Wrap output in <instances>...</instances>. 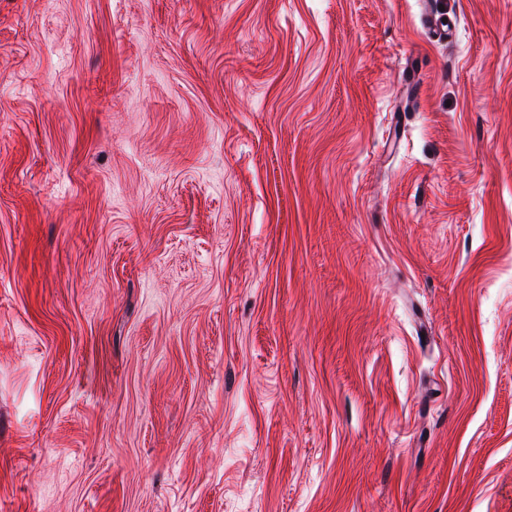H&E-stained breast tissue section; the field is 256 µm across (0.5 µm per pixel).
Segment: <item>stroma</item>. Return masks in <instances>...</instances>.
Returning <instances> with one entry per match:
<instances>
[{
	"label": "stroma",
	"mask_w": 512,
	"mask_h": 512,
	"mask_svg": "<svg viewBox=\"0 0 512 512\" xmlns=\"http://www.w3.org/2000/svg\"><path fill=\"white\" fill-rule=\"evenodd\" d=\"M0 512H512V0H0Z\"/></svg>",
	"instance_id": "stroma-1"
}]
</instances>
